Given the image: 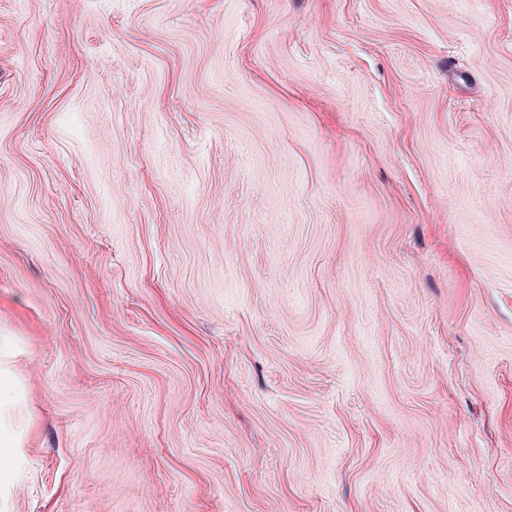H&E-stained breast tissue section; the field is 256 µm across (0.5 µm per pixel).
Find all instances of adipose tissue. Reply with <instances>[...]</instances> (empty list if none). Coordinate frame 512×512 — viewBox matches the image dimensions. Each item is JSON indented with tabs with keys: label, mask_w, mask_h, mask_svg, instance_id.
<instances>
[{
	"label": "adipose tissue",
	"mask_w": 512,
	"mask_h": 512,
	"mask_svg": "<svg viewBox=\"0 0 512 512\" xmlns=\"http://www.w3.org/2000/svg\"><path fill=\"white\" fill-rule=\"evenodd\" d=\"M26 392L17 381L8 341L0 336V466L14 467L15 449L23 447L29 433L25 413Z\"/></svg>",
	"instance_id": "1"
}]
</instances>
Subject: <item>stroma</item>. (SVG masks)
<instances>
[{
  "instance_id": "1",
  "label": "stroma",
  "mask_w": 512,
  "mask_h": 512,
  "mask_svg": "<svg viewBox=\"0 0 512 512\" xmlns=\"http://www.w3.org/2000/svg\"><path fill=\"white\" fill-rule=\"evenodd\" d=\"M0 512H512V0H0ZM8 344L0 336V448H23L29 433L26 392L16 380Z\"/></svg>"
}]
</instances>
